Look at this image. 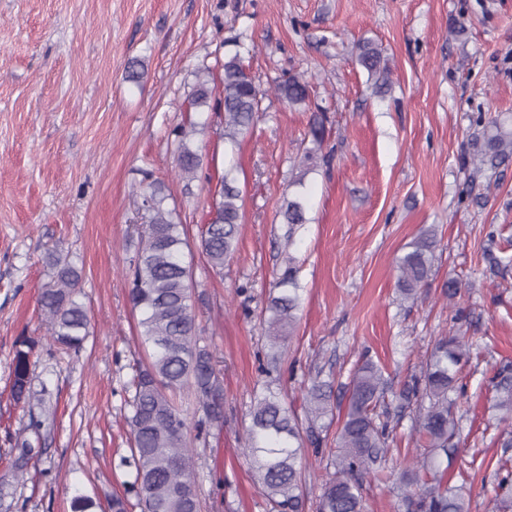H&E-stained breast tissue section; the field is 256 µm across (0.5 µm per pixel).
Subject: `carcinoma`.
Segmentation results:
<instances>
[{"mask_svg":"<svg viewBox=\"0 0 512 512\" xmlns=\"http://www.w3.org/2000/svg\"><path fill=\"white\" fill-rule=\"evenodd\" d=\"M358 62L375 77V87L385 88L389 71L380 49L373 42L359 45ZM220 85H212L211 72L196 74L188 99L194 109L207 108L224 113V142L236 146L251 134L256 113L265 92L255 82L239 50L224 57ZM275 97L293 107L307 105L310 83L301 75L276 82ZM200 133L190 123L175 131L177 175L192 182L200 179L202 147L194 144ZM323 120L315 117L309 125L310 141L302 142L300 164L322 152L326 141ZM483 156L490 162L512 158V124L494 120L482 131ZM142 205L138 211L137 247L130 259L129 300L140 314V345L148 362L138 367L126 400L130 408L133 480L125 494L108 499V512H128V495L142 505L143 512H200L199 471L194 450L187 441L188 417L178 406L176 395L189 390L193 402L204 412L197 421V434L206 424L223 420L218 402L220 383L212 353L199 345L193 304L192 273L186 261L188 228L168 207L165 185L151 181L140 185ZM210 218L200 234L199 248L209 268L221 274L224 264L236 252L243 221V192L235 167L224 170L219 187L211 192ZM282 223L288 225L285 245L293 243L298 226L307 223L303 195H286L279 206ZM437 246L432 229L421 230L397 259V291L412 299L425 285L432 270ZM51 279L41 288L38 304L51 342L67 351H80L89 335L90 321L80 300V272L58 254L49 255ZM298 268L293 260L279 274L268 301L265 318L269 339L268 373L275 367L280 348L292 334L302 305ZM35 339L21 336L15 343L12 396L21 402L30 397L31 355ZM461 336L441 337L423 368L424 388L418 381L395 392L384 378L382 368L365 360L354 370L347 386L344 413L333 416V385L318 377L305 388L307 433L315 456L329 458L333 471L321 480L315 512H364L362 479L377 475L389 452V440L396 425L388 413L392 397L410 406L417 404L415 429L431 453L413 460L399 476L403 486L405 512H467L462 490L448 486L442 457L448 455L459 432L452 411L451 394L460 390L457 367L467 358ZM495 408L499 420L512 421V365H502L496 375ZM252 422L247 430L244 452L251 458L255 478L273 512H303L302 486L307 466L302 463V424L281 399L280 392L266 383L253 392ZM337 419L336 447H323L316 434L324 419Z\"/></svg>","mask_w":512,"mask_h":512,"instance_id":"cac0c4a2","label":"carcinoma"}]
</instances>
